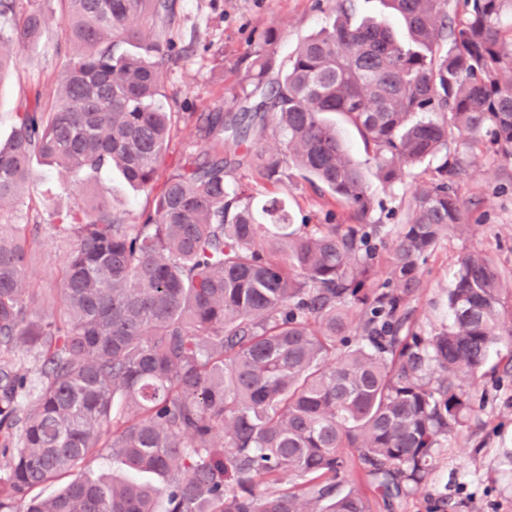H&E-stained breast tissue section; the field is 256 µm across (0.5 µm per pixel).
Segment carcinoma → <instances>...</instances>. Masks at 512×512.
Segmentation results:
<instances>
[{
    "label": "carcinoma",
    "mask_w": 512,
    "mask_h": 512,
    "mask_svg": "<svg viewBox=\"0 0 512 512\" xmlns=\"http://www.w3.org/2000/svg\"><path fill=\"white\" fill-rule=\"evenodd\" d=\"M0 0V82L17 47L39 41L44 0ZM74 52L56 98L40 96L0 145V204L33 160L72 182L103 168L151 191L171 132L159 71L178 55L163 37L175 0H57ZM402 20L354 19L352 0L275 67L277 29L259 34L226 110L196 117L205 147L186 152L154 208L128 221L101 202L58 214L74 240L58 315L30 288L27 224H0V346L35 350L37 398L0 360V512H371L342 488L353 459L387 499L419 484L440 440L462 426L491 347L512 345V281L483 251L457 260L452 321L432 336L406 327L421 265L448 227H470L460 177L474 149L512 162V0H383ZM341 114L370 150L375 176L429 179L401 198L386 258L372 240L367 175L326 115ZM280 147H258L267 132ZM457 138L468 151L448 147ZM246 146L255 184L292 168L350 208L346 224H294L279 199L256 202L228 176ZM388 278L374 285L380 266ZM109 450L128 476L36 487ZM155 476L160 484L139 479Z\"/></svg>",
    "instance_id": "cac0c4a2"
}]
</instances>
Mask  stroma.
Wrapping results in <instances>:
<instances>
[{
	"label": "stroma",
	"instance_id": "stroma-1",
	"mask_svg": "<svg viewBox=\"0 0 512 512\" xmlns=\"http://www.w3.org/2000/svg\"><path fill=\"white\" fill-rule=\"evenodd\" d=\"M336 0H177L168 39L182 47L177 60L163 66L160 75L164 107L178 116L170 149L160 173L168 175L196 141L191 113L224 107L239 74V62L254 50L262 30L273 26L293 46L324 26ZM48 25L38 43L18 51L12 75L0 84V141L9 139L18 115L35 96L52 95L65 62L61 39L62 15L57 0H50ZM68 172L34 163L29 186L15 199L0 205V222L34 224L27 279L45 293L55 286L67 243L55 228L57 213L91 209L108 199L127 218L151 209L154 196L133 189L114 170L91 175L77 187ZM375 207L370 215L382 227L385 242H392L402 220L401 187H387L370 179ZM459 191L469 210L468 232L450 229L423 265V287L409 304V324L419 335L429 336L449 324L448 291L453 286L459 255L468 250L488 252L496 263L512 272V164L481 153L477 168L463 177ZM260 197L282 199L297 224H337L349 209L327 194L290 175L283 182L259 189ZM506 349L496 346L479 375L473 409L458 432L433 449L422 483L408 494L384 504L371 494L372 512H512V372L502 361Z\"/></svg>",
	"mask_w": 512,
	"mask_h": 512
}]
</instances>
